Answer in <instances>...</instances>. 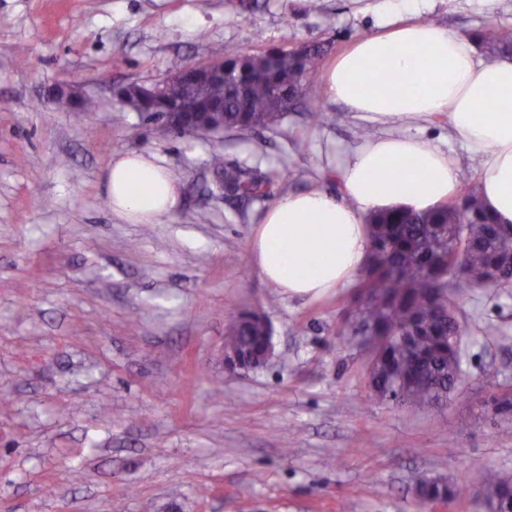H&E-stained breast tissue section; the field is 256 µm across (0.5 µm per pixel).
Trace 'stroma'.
Instances as JSON below:
<instances>
[{"label":"stroma","instance_id":"stroma-1","mask_svg":"<svg viewBox=\"0 0 512 512\" xmlns=\"http://www.w3.org/2000/svg\"><path fill=\"white\" fill-rule=\"evenodd\" d=\"M305 2L0 0V512H485L470 472L512 471V416L489 403L512 388V285L459 304L464 378L447 407L381 401L364 350L336 336L354 283L309 300L266 282L248 246L271 198L216 188L218 152L276 194L339 196L364 121L323 97L270 130L185 140L115 96L226 46L324 43L316 82L395 17L512 33V0ZM371 128L428 140L462 187L476 184L480 158L446 115ZM128 152L154 155L180 186L155 223L125 221L106 196L107 167ZM249 309L271 324L275 355L232 374L224 330ZM432 476L460 495L424 503L414 480Z\"/></svg>","mask_w":512,"mask_h":512}]
</instances>
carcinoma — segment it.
Masks as SVG:
<instances>
[{"label":"carcinoma","mask_w":512,"mask_h":512,"mask_svg":"<svg viewBox=\"0 0 512 512\" xmlns=\"http://www.w3.org/2000/svg\"><path fill=\"white\" fill-rule=\"evenodd\" d=\"M480 48L491 58L512 52V37L490 26L476 34ZM325 53L321 43L307 44L303 53L268 48L240 54L226 47L220 56L236 76L219 84L181 85L168 101H144L123 87L129 106L152 120L170 111L179 98L193 102L200 112L224 113V130L255 132L269 128L291 110V103L311 105L321 89L307 76ZM175 133L205 139L209 127L184 125ZM214 173L224 188L239 198L271 194L272 180L250 174L240 166L211 157ZM371 254L358 285V305L352 318L337 330L340 341L353 336L355 323L374 329L381 341L367 364L370 393L382 401L438 407L462 382L460 358L451 337L461 335L458 320H448L468 288H498L512 281L502 261L512 255V232L496 230L495 220L483 208L479 193L467 188L429 213L387 212L370 219ZM267 343L263 323L249 314L240 316L224 336L242 365L257 361ZM469 486L504 503L512 502V471L488 481L481 471L469 477ZM417 490L425 501H443L452 494L441 478H421Z\"/></svg>","instance_id":"obj_1"}]
</instances>
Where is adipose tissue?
I'll return each mask as SVG.
<instances>
[{"mask_svg":"<svg viewBox=\"0 0 512 512\" xmlns=\"http://www.w3.org/2000/svg\"><path fill=\"white\" fill-rule=\"evenodd\" d=\"M321 82L330 99L367 121L447 115L453 131L483 155L477 189L485 208L499 224L512 225V56L484 60L469 36L412 21L359 39ZM341 179L340 200L318 190L281 195L250 239L254 268L289 296L320 297L362 271L369 214L428 211L460 184L442 149L391 135L349 154ZM105 180L113 212L136 224L154 223L180 198L169 171L144 153L113 158Z\"/></svg>","mask_w":512,"mask_h":512,"instance_id":"adipose-tissue-1","label":"adipose tissue"}]
</instances>
